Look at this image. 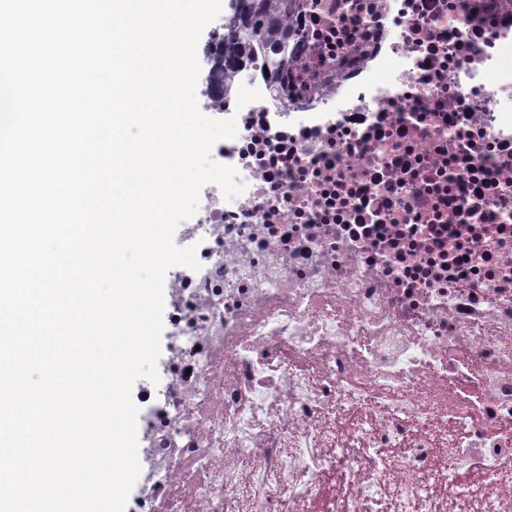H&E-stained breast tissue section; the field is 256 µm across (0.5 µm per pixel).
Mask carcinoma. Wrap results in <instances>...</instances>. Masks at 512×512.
<instances>
[{"label":"carcinoma","mask_w":512,"mask_h":512,"mask_svg":"<svg viewBox=\"0 0 512 512\" xmlns=\"http://www.w3.org/2000/svg\"><path fill=\"white\" fill-rule=\"evenodd\" d=\"M293 8L292 0H253L250 18L235 8L233 18L239 27L230 29L227 37L216 44L215 54L238 67L252 60L257 49L286 42L290 35L287 18Z\"/></svg>","instance_id":"carcinoma-1"}]
</instances>
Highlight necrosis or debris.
<instances>
[{"instance_id":"necrosis-or-debris-1","label":"necrosis or debris","mask_w":512,"mask_h":512,"mask_svg":"<svg viewBox=\"0 0 512 512\" xmlns=\"http://www.w3.org/2000/svg\"><path fill=\"white\" fill-rule=\"evenodd\" d=\"M170 271L134 512H512V0H300Z\"/></svg>"}]
</instances>
